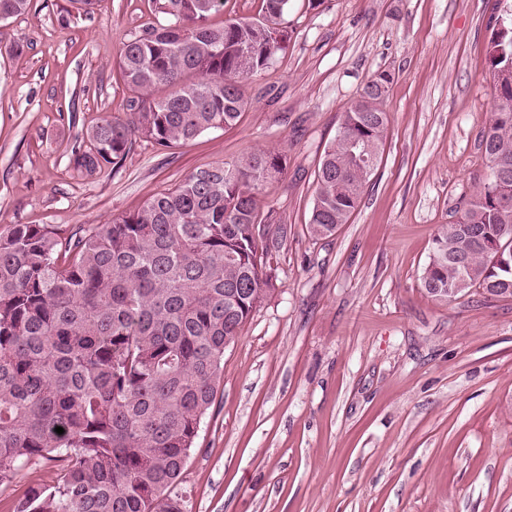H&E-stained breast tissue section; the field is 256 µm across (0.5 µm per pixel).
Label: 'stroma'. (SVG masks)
I'll return each instance as SVG.
<instances>
[{
	"label": "stroma",
	"mask_w": 512,
	"mask_h": 512,
	"mask_svg": "<svg viewBox=\"0 0 512 512\" xmlns=\"http://www.w3.org/2000/svg\"><path fill=\"white\" fill-rule=\"evenodd\" d=\"M512 0H289L286 48L243 83L236 123L164 148L138 140L93 179L71 149L124 118L123 44L148 0H32L0 21V229L71 230L139 210L198 167L286 159L257 194L281 231L272 289L224 351L180 489L190 512H512V298L422 286L433 240L485 169L497 108L487 46ZM22 54H13L14 44ZM389 72L379 162L347 224L311 235L317 173L342 115ZM0 486V512L50 481Z\"/></svg>",
	"instance_id": "stroma-1"
}]
</instances>
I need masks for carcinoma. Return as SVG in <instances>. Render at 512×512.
<instances>
[{"label":"carcinoma","instance_id":"obj_1","mask_svg":"<svg viewBox=\"0 0 512 512\" xmlns=\"http://www.w3.org/2000/svg\"><path fill=\"white\" fill-rule=\"evenodd\" d=\"M167 18L133 35L119 68L129 90L123 120L91 127L71 150L81 177L118 164L140 139L170 148L235 124L241 81L285 49L270 38L288 0H262V18L212 16L224 0H149ZM31 0H0V20ZM487 47L494 89L512 87V14ZM377 73L343 113L318 170L309 231L330 237L348 222L379 157L389 122ZM481 140L488 170L434 239L422 286L437 300L478 288L512 297V94ZM283 173L259 150L234 165L198 168L134 213L75 232L47 224L0 229V485L41 459L56 484L29 488L13 512H189L175 492L214 402L224 350L265 298L256 194ZM62 427L64 433L55 432Z\"/></svg>","mask_w":512,"mask_h":512}]
</instances>
